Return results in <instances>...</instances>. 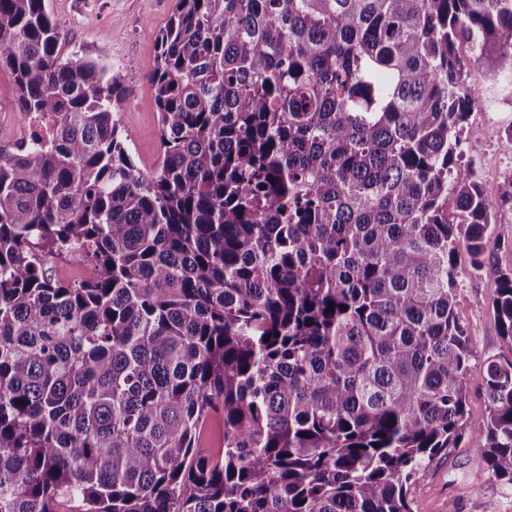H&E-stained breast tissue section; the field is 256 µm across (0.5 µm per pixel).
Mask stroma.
Segmentation results:
<instances>
[{"label": "stroma", "instance_id": "stroma-1", "mask_svg": "<svg viewBox=\"0 0 512 512\" xmlns=\"http://www.w3.org/2000/svg\"><path fill=\"white\" fill-rule=\"evenodd\" d=\"M45 8L61 27L67 54L105 64L115 75L136 73V81L124 83L113 110L137 162L155 167L162 148L148 75L155 39L170 18L173 0H45ZM467 81L483 90L492 107L470 113L460 134L463 159L491 190L512 179V98L491 85L486 67H470ZM492 213V236L498 242L492 260L512 269V201L494 200ZM496 296L493 276H465L455 312L474 355L466 406L469 435L416 476L408 491L412 512H512V489L492 476L482 448L472 440L484 429L488 414L480 385L483 361L491 357L512 362V350L504 347L494 316Z\"/></svg>", "mask_w": 512, "mask_h": 512}]
</instances>
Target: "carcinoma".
Listing matches in <instances>:
<instances>
[{"mask_svg": "<svg viewBox=\"0 0 512 512\" xmlns=\"http://www.w3.org/2000/svg\"><path fill=\"white\" fill-rule=\"evenodd\" d=\"M463 39L512 88V0H174L144 169L109 68L44 0H0L15 112L44 119L0 141V512H411L466 429L460 249L512 350V179L459 165ZM480 378L512 488V362ZM492 237L498 241L492 260L502 269H512V201L493 202ZM47 267L53 278L63 282H78L92 273V266L88 263L75 264L59 257L49 258Z\"/></svg>", "mask_w": 512, "mask_h": 512, "instance_id": "cac0c4a2", "label": "carcinoma"}]
</instances>
